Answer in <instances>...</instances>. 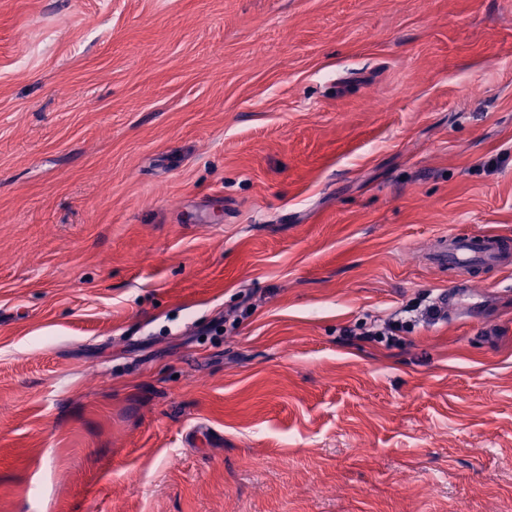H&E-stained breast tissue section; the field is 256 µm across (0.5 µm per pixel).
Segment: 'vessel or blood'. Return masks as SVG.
Listing matches in <instances>:
<instances>
[{
    "label": "vessel or blood",
    "instance_id": "obj_1",
    "mask_svg": "<svg viewBox=\"0 0 512 512\" xmlns=\"http://www.w3.org/2000/svg\"><path fill=\"white\" fill-rule=\"evenodd\" d=\"M504 246L493 236L476 238L451 234L436 238L429 252L430 262L438 267H454L464 271L498 268L504 265Z\"/></svg>",
    "mask_w": 512,
    "mask_h": 512
}]
</instances>
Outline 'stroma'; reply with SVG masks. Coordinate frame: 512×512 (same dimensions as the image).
Segmentation results:
<instances>
[{"label":"stroma","instance_id":"35a3bbf8","mask_svg":"<svg viewBox=\"0 0 512 512\" xmlns=\"http://www.w3.org/2000/svg\"><path fill=\"white\" fill-rule=\"evenodd\" d=\"M451 233L512 0H0V512H512V265L363 337ZM440 310L435 304L407 305L400 312L381 325H376L367 330L363 336L371 342L384 343L386 346H392L399 343L403 334L411 333L422 319L435 320L439 317Z\"/></svg>","mask_w":512,"mask_h":512}]
</instances>
